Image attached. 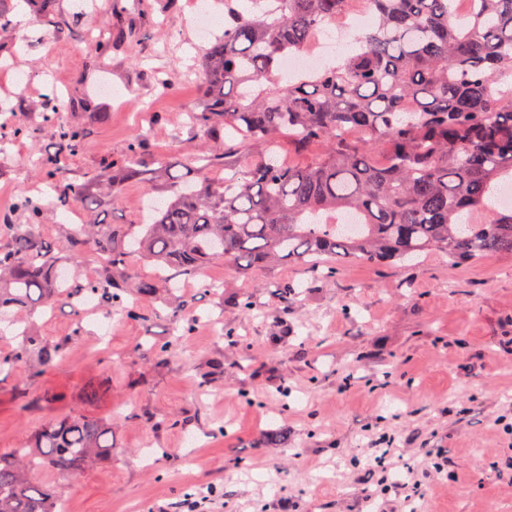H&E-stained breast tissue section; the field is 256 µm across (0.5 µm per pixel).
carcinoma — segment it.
Returning <instances> with one entry per match:
<instances>
[{
    "label": "carcinoma",
    "instance_id": "carcinoma-1",
    "mask_svg": "<svg viewBox=\"0 0 512 512\" xmlns=\"http://www.w3.org/2000/svg\"><path fill=\"white\" fill-rule=\"evenodd\" d=\"M224 0V35L202 49L207 103L191 113L200 142L174 163L147 161V140L129 143L123 173L71 177L56 155L36 161L54 188V208L98 211L124 182L162 179L168 197L148 205L141 224H73L57 246L42 230L46 205L30 196L12 210L26 217L0 243V314L18 328L0 354V374L20 367L36 379L83 335L82 301L110 315L143 319L138 302L168 309L170 339L142 355L157 367L182 354L203 324L188 299L169 300L171 271L213 263L237 269L325 259L407 265L427 250L462 264L512 254V207L497 203L512 181V0H271L239 9ZM363 10L374 22L330 66L285 79L281 56L308 51L316 35ZM80 149L84 129L44 112L15 134L43 128ZM302 162H285L280 138ZM259 148L257 153L251 149ZM192 174H172L175 166ZM222 175L216 177L214 172ZM100 261L81 277L85 254ZM152 263L144 276L134 260ZM67 304L74 327L50 342L29 316ZM269 447L288 429L269 430ZM112 458V423L75 414L48 421L28 448L0 455V512H57L60 497L40 474L66 478Z\"/></svg>",
    "mask_w": 512,
    "mask_h": 512
}]
</instances>
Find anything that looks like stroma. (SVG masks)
Masks as SVG:
<instances>
[{
	"mask_svg": "<svg viewBox=\"0 0 512 512\" xmlns=\"http://www.w3.org/2000/svg\"><path fill=\"white\" fill-rule=\"evenodd\" d=\"M208 0H54L58 27L41 24L29 0H0L12 25L0 29V112L26 125L47 111L61 87L68 119L104 120L76 154L75 174L124 158L133 135L178 158L197 143L186 111L205 106L201 36L189 16ZM121 19L135 41L100 48L99 20ZM50 130L33 137L0 132V210L31 195L33 163L55 149ZM148 187L126 183L97 214L102 224H138ZM223 295L178 276L200 318L222 315L230 342L199 330L162 370L140 355L145 337L163 341L165 316L111 320V342L94 326L35 382L17 370L0 375V455L22 447L53 418L84 414L112 422V460L64 481L73 512H174L184 487L209 493L208 512H402L406 497L422 512H512V254L452 267L441 252L412 265L328 261L319 270L274 263L245 272L214 263ZM288 285L289 306L271 295ZM251 294L245 317L230 297ZM289 331L287 343L272 337ZM237 359L205 399L198 381L216 352ZM98 389L87 401L88 386ZM146 408L189 419V428L154 431L124 414ZM224 424L223 434L205 430ZM288 429V443L264 448L265 431ZM395 450L378 467L374 439ZM197 446L195 465L181 463ZM391 484L382 494V484Z\"/></svg>",
	"mask_w": 512,
	"mask_h": 512,
	"instance_id": "35a3bbf8",
	"label": "stroma"
}]
</instances>
